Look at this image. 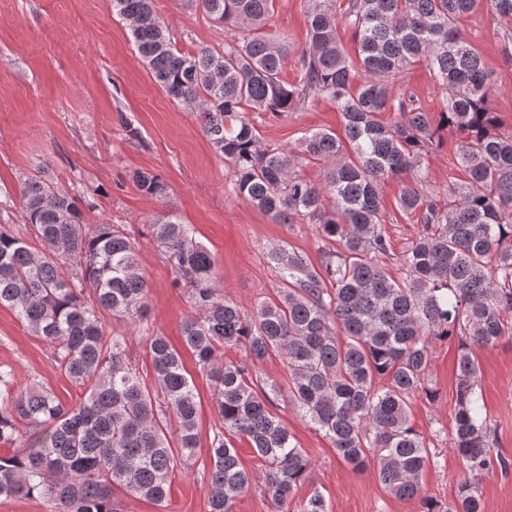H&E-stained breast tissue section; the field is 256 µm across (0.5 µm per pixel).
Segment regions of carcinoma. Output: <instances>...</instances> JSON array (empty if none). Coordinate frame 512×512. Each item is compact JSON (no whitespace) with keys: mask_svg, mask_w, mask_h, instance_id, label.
<instances>
[{"mask_svg":"<svg viewBox=\"0 0 512 512\" xmlns=\"http://www.w3.org/2000/svg\"><path fill=\"white\" fill-rule=\"evenodd\" d=\"M130 22L136 50L171 98L196 104L203 131L234 173L232 192L280 224H311L319 266L284 245L267 252L281 287L247 313L215 281L214 261L190 228L167 218L147 224L188 289L195 314L181 326L184 346L210 381L222 431L203 468L209 512H233L255 481L231 437H243L264 462L277 512L311 473L312 462L274 413L282 387L253 378L259 363L287 364L288 401L328 438L353 469L373 466L390 495L421 512H482L480 485L498 465L491 426L477 393V348L512 336V132L500 131L490 104L496 90L477 49L458 26L481 0H306V42L259 34L274 0H185L224 26V46L180 52L154 10L155 0H109ZM498 17L512 64V0H486ZM355 37L348 50L339 26ZM297 76L283 78L288 58ZM423 61L445 94L435 117L393 86ZM334 103L342 133L317 129L293 146L263 144L251 113ZM395 114L385 122L382 115ZM462 134L463 178L430 189L426 158L443 132ZM323 162L320 179L298 173ZM133 182L161 198L166 185L137 170ZM398 184L395 214L418 225L399 254L386 235L380 185ZM24 228L0 224V306L13 309L50 348L54 365L83 390L75 403L32 383L15 387L0 370V497H37L50 512H121L114 497L163 507L172 476L197 447L198 393L168 338L147 339L149 371L128 357L131 326L147 314L148 282L134 238L120 224H88L78 200L41 175L20 195ZM392 260L401 276L383 264ZM458 341L451 445L467 476L443 506L423 494L429 461L410 424V402L436 399L428 378L432 343ZM225 346L244 359L219 358Z\"/></svg>","mask_w":512,"mask_h":512,"instance_id":"1","label":"carcinoma"}]
</instances>
